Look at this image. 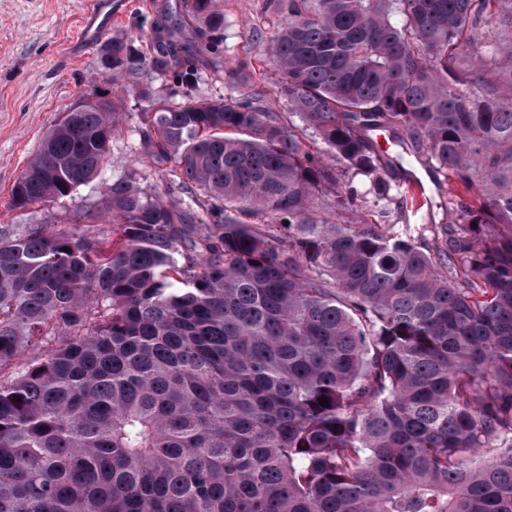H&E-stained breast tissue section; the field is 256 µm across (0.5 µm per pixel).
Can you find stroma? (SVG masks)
<instances>
[{
    "label": "stroma",
    "instance_id": "stroma-1",
    "mask_svg": "<svg viewBox=\"0 0 512 512\" xmlns=\"http://www.w3.org/2000/svg\"><path fill=\"white\" fill-rule=\"evenodd\" d=\"M87 0H0V225L73 221L97 201L105 183L134 170L147 173L143 185L153 195L190 200L186 191L173 188L168 164H159L140 149L139 114L143 100L129 97L121 129L112 139V163L93 182L80 186L71 197L49 208L15 209L10 190L35 153L49 128L64 110L83 95L111 93L110 72L101 63V45L82 56L72 54L80 34ZM181 0H112L111 33L134 39L149 50L163 41L171 46L168 69L148 68L137 78L139 86L164 94L170 105L182 101L173 74L194 51L193 26L175 30L173 21ZM224 14V43L217 53L197 57L195 94L220 97L236 92L232 78L242 70L251 90L260 92L274 111H287L278 97V75L269 61L270 33L285 16L271 0H220ZM194 55V54H193Z\"/></svg>",
    "mask_w": 512,
    "mask_h": 512
}]
</instances>
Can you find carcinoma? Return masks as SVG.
Listing matches in <instances>:
<instances>
[{"label":"carcinoma","instance_id":"carcinoma-1","mask_svg":"<svg viewBox=\"0 0 512 512\" xmlns=\"http://www.w3.org/2000/svg\"><path fill=\"white\" fill-rule=\"evenodd\" d=\"M217 2L181 0L200 54ZM269 41L287 112L168 107L132 83L167 47L112 40L17 177L92 182L134 94L197 208L126 175L0 226V512H512V0H287ZM405 161L448 185L418 233L370 219Z\"/></svg>","mask_w":512,"mask_h":512}]
</instances>
